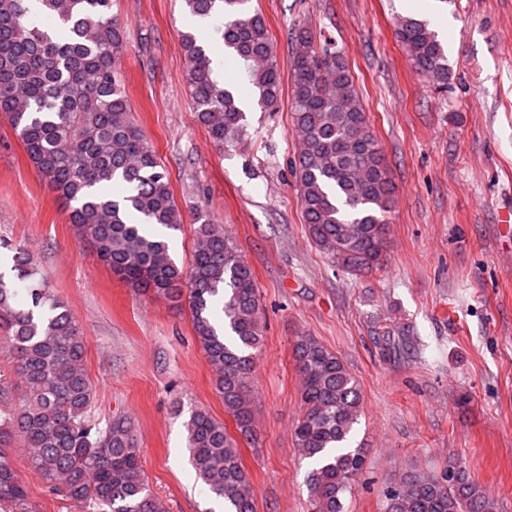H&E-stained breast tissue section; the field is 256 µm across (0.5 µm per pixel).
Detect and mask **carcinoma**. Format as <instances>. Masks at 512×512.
Listing matches in <instances>:
<instances>
[{"label":"carcinoma","mask_w":512,"mask_h":512,"mask_svg":"<svg viewBox=\"0 0 512 512\" xmlns=\"http://www.w3.org/2000/svg\"><path fill=\"white\" fill-rule=\"evenodd\" d=\"M188 12L222 20L227 57L247 66L266 110L279 106L282 80L276 49L260 9L250 0H183ZM56 21L47 30L36 11ZM396 35L417 70L448 84V57L428 24L396 19ZM123 31L112 0H0V113L52 192L70 206L69 222L112 273L130 287L177 299L188 293L195 338L216 371L224 412L239 436L208 412L186 422L197 477L227 512H255L238 438H252L255 351L265 324L253 269L236 241L207 214L197 224L188 265H178L165 240L145 229L178 230L184 215L155 151L130 120L118 76ZM292 57V124L299 146L300 204L312 241L351 275L381 268L386 213L394 193L388 165L341 50L316 43L300 28ZM182 44L197 119L224 146L245 136V116L231 92L212 77L197 37ZM13 272L30 306L0 278V328L23 384L18 407L0 415V510L33 512L22 478L5 449H28L31 467L52 492L88 512H164L144 471L131 421L102 424L91 415L93 391L86 346L71 309L56 299L38 259L22 243ZM302 415L293 434L312 462L307 488L312 512H347L346 500L364 469L352 446L362 414L359 383L321 343L301 336L294 346ZM383 512H496L494 502L462 466L441 476L404 475L386 487Z\"/></svg>","instance_id":"carcinoma-1"}]
</instances>
